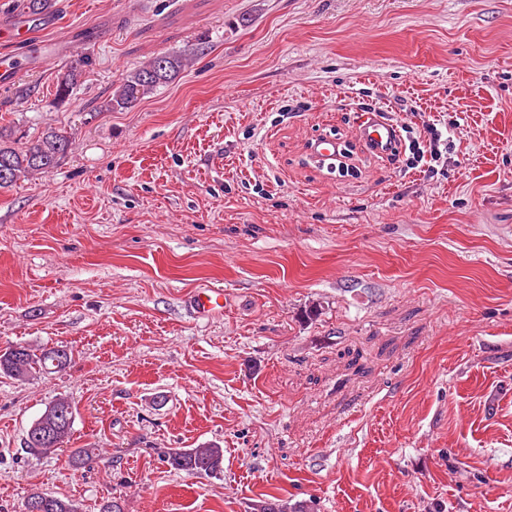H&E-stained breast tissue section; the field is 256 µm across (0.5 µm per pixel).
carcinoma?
<instances>
[{
    "mask_svg": "<svg viewBox=\"0 0 512 512\" xmlns=\"http://www.w3.org/2000/svg\"><path fill=\"white\" fill-rule=\"evenodd\" d=\"M188 58L180 53L159 55L146 65L127 73L112 95L103 101L100 110L121 111L137 105L146 96L174 80L184 69ZM85 61L80 60L62 72L56 84V99L67 101L74 86L82 77ZM73 140L59 130H48L38 140L23 149L15 148L0 132V190L13 186L18 180L43 174L60 165L72 151ZM70 351L62 345L34 351L25 346L15 353L12 348L0 354V374L17 380H28L66 367ZM75 407L66 398L49 403L28 429L25 448L33 455H46L62 447L69 438L74 422ZM162 461L177 472L213 478L224 472V448L209 444L200 448H169ZM44 506V512H78L76 506L48 493L36 492L24 502V512L33 503ZM254 512H311L304 502L289 504L280 500L261 501L252 507Z\"/></svg>",
    "mask_w": 512,
    "mask_h": 512,
    "instance_id": "carcinoma-1",
    "label": "carcinoma"
}]
</instances>
